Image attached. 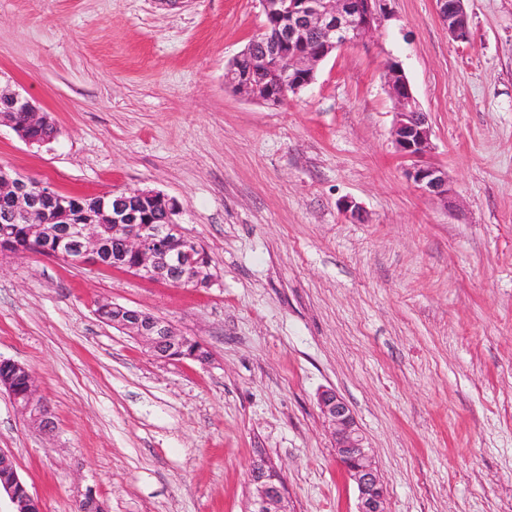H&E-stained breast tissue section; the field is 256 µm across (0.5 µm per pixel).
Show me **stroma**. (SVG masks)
Wrapping results in <instances>:
<instances>
[{"label":"stroma","mask_w":512,"mask_h":512,"mask_svg":"<svg viewBox=\"0 0 512 512\" xmlns=\"http://www.w3.org/2000/svg\"><path fill=\"white\" fill-rule=\"evenodd\" d=\"M389 0L282 105L233 91L259 0H0V89L51 116L37 148L0 126V166L64 195L153 189L212 259L208 288L38 253L0 255V359L35 375L47 435L0 390V452L41 512H242L251 459L295 512H355L317 402L352 409L388 512H512V0ZM432 127L447 202L405 176L384 64ZM364 214L346 216L342 200ZM110 301L199 338L164 362L103 322ZM464 0H435L436 10L448 33L457 42L469 43L471 30Z\"/></svg>","instance_id":"obj_1"}]
</instances>
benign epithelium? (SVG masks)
I'll return each instance as SVG.
<instances>
[{
    "instance_id": "obj_1",
    "label": "benign epithelium",
    "mask_w": 512,
    "mask_h": 512,
    "mask_svg": "<svg viewBox=\"0 0 512 512\" xmlns=\"http://www.w3.org/2000/svg\"><path fill=\"white\" fill-rule=\"evenodd\" d=\"M388 0H260L266 18L283 23L281 31L269 35L264 26L258 40L266 44L260 64L272 70L275 78L265 87L267 100L281 104L298 94L314 80L316 66L331 51L369 41L386 18ZM441 21L451 37L461 43L471 40L464 0H435ZM320 36L319 48L308 46V35ZM385 82L394 102L395 120L393 142L400 157L408 162L406 175L427 196L448 202L451 188L445 169L428 161L432 150L431 130L427 114L422 112L398 61L390 59L384 65ZM8 104L0 110V119L9 122L18 136L29 146L43 145L39 134L41 115L25 96L16 92L0 94ZM0 196H8L13 205L5 208L0 219L7 224H34L43 246L39 251L53 258L79 262L87 266L119 269L127 266V257H137L130 267L134 275L157 282L180 284L174 273L199 265L197 253L201 248L187 237L175 220L176 202L164 194L137 189L120 194L112 193L116 203L108 216L112 224V239L119 248L111 251L102 238L91 234V218L72 222L69 229L58 234L47 218L49 204L59 193L48 183L39 192H29L28 177L6 169L0 170ZM138 198L153 208L165 210L170 221L166 224H143L133 211L126 210L121 201ZM180 239L182 247H173ZM115 308L126 314L119 329L141 341L151 355L162 361H177L171 355L198 339L177 332L167 320L150 313L121 305ZM13 400L18 412L45 433L55 429L52 414L37 397L32 375H27V390L18 393L5 379L0 382ZM320 411L332 430V448L337 462L357 491L356 512H387L386 495L374 456L365 444V437L355 416L344 399L333 390L318 394ZM251 491L243 512H290L284 479L278 467L266 456L252 459L249 468ZM6 495L11 512H39V504L21 481L17 470L0 476V495Z\"/></svg>"
}]
</instances>
